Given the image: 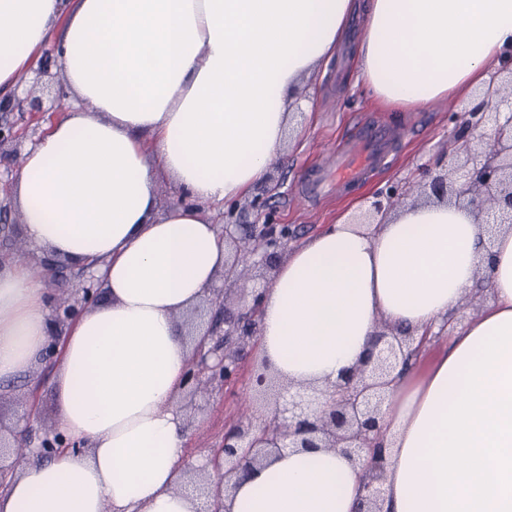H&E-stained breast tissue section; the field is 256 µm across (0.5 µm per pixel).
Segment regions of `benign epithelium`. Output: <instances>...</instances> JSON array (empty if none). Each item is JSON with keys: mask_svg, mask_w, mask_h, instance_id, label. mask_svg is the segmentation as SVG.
<instances>
[{"mask_svg": "<svg viewBox=\"0 0 512 512\" xmlns=\"http://www.w3.org/2000/svg\"><path fill=\"white\" fill-rule=\"evenodd\" d=\"M474 106L461 108L459 125L452 138L455 150L444 152L435 169L422 170L428 181L422 191L437 199L465 202L487 214L488 228L506 224L512 228V68L492 74L488 88L477 95ZM62 108L57 102L44 105L28 91L24 96L0 97V112H52ZM19 132L7 119L0 121V154L17 141ZM405 193L391 189L370 203L366 218L373 224L383 213L403 206ZM224 236L236 247V255L224 274V285L241 293L242 305L235 313L224 314V329L209 327L204 333L208 346L197 349L184 377V387L195 397L206 398L217 387L234 384L240 376L243 355L254 341L260 293L248 288L250 278L239 269L245 261L254 267L272 263L287 247L288 230L272 224H226ZM408 344L406 334L379 330L364 362L342 375L336 384L338 398L327 403L313 387L279 383L274 393L272 416L261 425L241 420L224 432L221 446L212 450L208 465L221 473L224 486L210 487L202 469L185 466L187 479L201 481L200 495L211 499L207 512H224L223 494L231 493L237 480L256 464L288 448H327L356 460L362 458V444L381 428L384 389L390 374ZM76 442L51 428L40 448L29 447L26 431L16 435L12 446L0 448V476L15 471L31 452L52 455ZM368 474L365 508L374 505L381 489L382 461L370 452L365 458Z\"/></svg>", "mask_w": 512, "mask_h": 512, "instance_id": "benign-epithelium-1", "label": "benign epithelium"}]
</instances>
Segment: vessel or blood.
Instances as JSON below:
<instances>
[{"label":"vessel or blood","instance_id":"obj_1","mask_svg":"<svg viewBox=\"0 0 512 512\" xmlns=\"http://www.w3.org/2000/svg\"><path fill=\"white\" fill-rule=\"evenodd\" d=\"M386 130L377 126L363 127L354 139L337 146L335 173L319 172L311 190L316 195H325L331 185H345L362 179L374 168L386 163L389 154Z\"/></svg>","mask_w":512,"mask_h":512}]
</instances>
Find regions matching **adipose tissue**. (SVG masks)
Segmentation results:
<instances>
[{
  "mask_svg": "<svg viewBox=\"0 0 512 512\" xmlns=\"http://www.w3.org/2000/svg\"><path fill=\"white\" fill-rule=\"evenodd\" d=\"M363 15L358 77L393 112L466 98L512 49V0H0V94L46 51L68 102L25 156L15 198L29 241L95 264L102 301L67 328L57 430L83 442L7 477L0 512H195L179 491L175 401L195 346L178 319L224 272L202 209L260 183L301 81ZM191 204L160 209V177ZM490 299L453 322L479 286ZM46 276L0 267V380L25 374L51 324ZM414 337L386 389L380 512H512V231L474 207L408 206L342 219L292 248L266 284L261 358L281 381L333 398L379 322ZM365 469L326 448L253 467L226 512H358Z\"/></svg>",
  "mask_w": 512,
  "mask_h": 512,
  "instance_id": "adipose-tissue-1",
  "label": "adipose tissue"
}]
</instances>
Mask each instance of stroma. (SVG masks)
<instances>
[{"label": "stroma", "mask_w": 512, "mask_h": 512, "mask_svg": "<svg viewBox=\"0 0 512 512\" xmlns=\"http://www.w3.org/2000/svg\"><path fill=\"white\" fill-rule=\"evenodd\" d=\"M361 32V18L351 17L334 58L303 86L304 91H316L317 103L314 112L295 117L293 129L301 134L298 143L285 146L270 165L265 181L248 196L218 211L213 217L216 224L285 225L301 241L375 192L402 187L410 191L409 202L420 201V172L438 152L451 148L453 124L448 111L435 105L424 112H391L369 99L354 82L355 48ZM11 119L26 134L17 145L16 155L0 160V212L16 223L20 215L13 175L22 154L39 140L46 124L30 121L25 112L13 113ZM363 121L383 126L392 134L394 160L369 180L348 186L340 194L308 199L304 194L306 181L317 168L327 165L332 148L357 134ZM54 371L52 363L40 359L24 375L0 382V434L6 436L19 429L20 419L26 415L30 418L31 444L39 446L45 428L55 426L57 420ZM176 405L185 417L184 457L192 463L220 446L225 429L240 416L257 417L259 408L245 375L233 386L214 390L206 399L180 394Z\"/></svg>", "instance_id": "35a3bbf8"}]
</instances>
